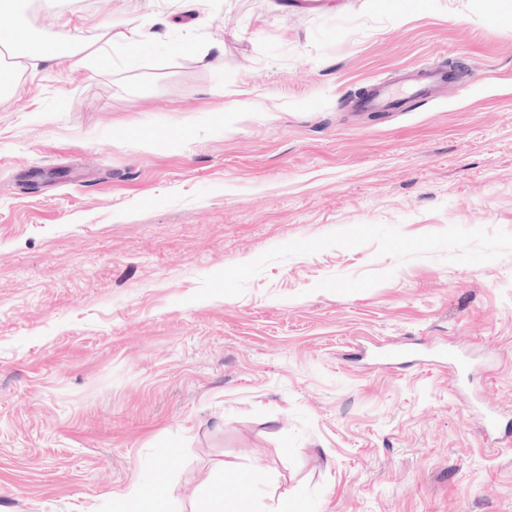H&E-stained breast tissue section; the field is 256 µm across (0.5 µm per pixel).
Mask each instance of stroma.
I'll return each mask as SVG.
<instances>
[{
    "instance_id": "35a3bbf8",
    "label": "stroma",
    "mask_w": 512,
    "mask_h": 512,
    "mask_svg": "<svg viewBox=\"0 0 512 512\" xmlns=\"http://www.w3.org/2000/svg\"><path fill=\"white\" fill-rule=\"evenodd\" d=\"M288 2L25 0L112 62L0 100V512H195L219 462L264 512H512V0ZM161 13L219 51L111 45ZM448 68L436 63L416 65L400 74L399 80L392 82L376 79L367 88L357 106L363 111L398 112L407 108L412 101L432 98L448 83Z\"/></svg>"
}]
</instances>
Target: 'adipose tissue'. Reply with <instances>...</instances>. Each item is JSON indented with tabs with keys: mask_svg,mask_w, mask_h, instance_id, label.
<instances>
[{
	"mask_svg": "<svg viewBox=\"0 0 512 512\" xmlns=\"http://www.w3.org/2000/svg\"><path fill=\"white\" fill-rule=\"evenodd\" d=\"M0 14L16 18L11 29L0 31V47L9 50L12 56L30 59L48 69L69 60L88 70L99 69L102 53H81L80 37L70 28H63L54 39L34 37L21 9V0H0ZM231 476V471L223 464L214 466L208 493L201 500L198 512H259L253 490L248 489L234 496L225 495L224 484Z\"/></svg>",
	"mask_w": 512,
	"mask_h": 512,
	"instance_id": "1",
	"label": "adipose tissue"
}]
</instances>
